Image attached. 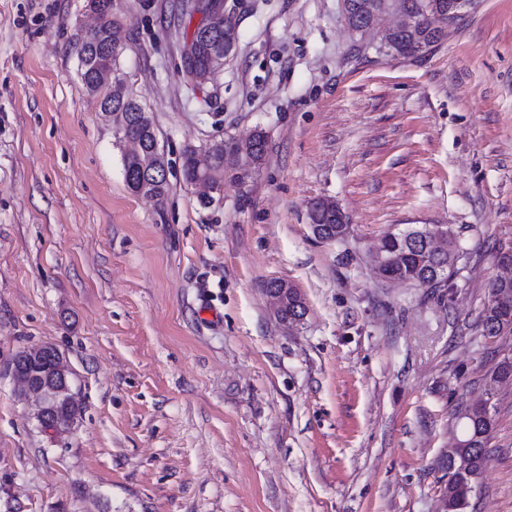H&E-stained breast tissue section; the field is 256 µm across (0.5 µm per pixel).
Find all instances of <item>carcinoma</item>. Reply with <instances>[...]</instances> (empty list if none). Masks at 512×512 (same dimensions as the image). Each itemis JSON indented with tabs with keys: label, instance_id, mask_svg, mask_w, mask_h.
I'll return each instance as SVG.
<instances>
[{
	"label": "carcinoma",
	"instance_id": "carcinoma-1",
	"mask_svg": "<svg viewBox=\"0 0 512 512\" xmlns=\"http://www.w3.org/2000/svg\"><path fill=\"white\" fill-rule=\"evenodd\" d=\"M408 13L416 17L415 26L410 30H398L388 39L385 53L393 58L415 57L422 50H429L442 42L454 31L459 23L451 20L448 27H434L425 13L426 0H403ZM100 19L91 31L77 30L76 42L80 45V75L86 89L99 97L100 108L112 115L116 134L123 140L139 144V150L123 156L124 178L133 192L141 191L159 199L167 191L164 156L154 150L157 143L153 119L150 113L124 91L119 74L118 57L107 52L112 43L113 30L117 26L112 14V0H94L89 5ZM237 23L227 20L226 26H218L209 38L201 44L198 63L206 68L215 59L224 58V35L236 34ZM266 151L265 135L246 143H224L216 140L208 147V173L211 180L224 184L228 176L243 181L259 167ZM201 150L189 146L183 151L182 175L186 182L195 180L201 173L199 155ZM323 206L319 215L320 223L344 236L349 230L340 209L335 205ZM457 245L448 237V251L441 255L425 249L412 247L400 240L391 242L388 254L394 257L379 275L384 279L397 278L419 286L431 285L436 267L452 265ZM480 335L494 342H501L500 348L508 352L495 362L485 374L484 397L470 401L452 413V420L460 427L461 444L448 449L444 455L443 467L448 471V486L443 501L448 512H465L469 500L479 489L488 443L496 424V404L492 399L497 395L499 384L512 379V281L499 278L489 284L488 301L484 305L478 323Z\"/></svg>",
	"mask_w": 512,
	"mask_h": 512
}]
</instances>
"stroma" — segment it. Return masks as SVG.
I'll return each mask as SVG.
<instances>
[{
    "label": "stroma",
    "instance_id": "1",
    "mask_svg": "<svg viewBox=\"0 0 512 512\" xmlns=\"http://www.w3.org/2000/svg\"><path fill=\"white\" fill-rule=\"evenodd\" d=\"M181 4L112 6L168 168L156 201L81 81L85 0H0V512H438L452 414L500 358L477 325L512 246V0L407 59L357 39L341 0H224L236 52L200 87ZM256 130L259 168L202 204L184 149ZM318 199L342 240L313 234ZM428 224L460 249L447 285L381 278L382 237ZM43 345L79 407L58 434L13 378ZM496 404L467 512H512V385ZM193 37L195 36H192L190 41L186 43L183 50L184 71L191 82L195 84H205L213 77L214 72L221 66H217L213 72H206L196 68L195 59L198 54V44L193 41ZM191 69H193L192 73ZM318 204L325 208L322 209L319 215L320 224H318L316 220L312 221L311 227L314 234L319 239H323L325 241H336V236H345L349 230V224H345V219L340 209H336L335 204H331L326 208V205L322 200H318ZM323 224L335 229L336 236L328 237V232Z\"/></svg>",
    "mask_w": 512,
    "mask_h": 512
}]
</instances>
